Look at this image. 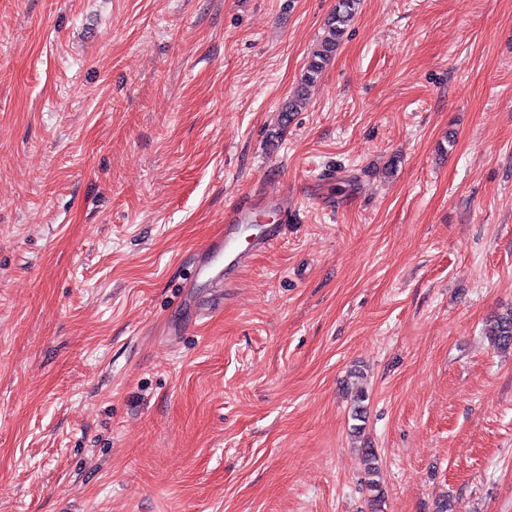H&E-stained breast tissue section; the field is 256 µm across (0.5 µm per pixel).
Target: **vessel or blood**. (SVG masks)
Here are the masks:
<instances>
[{"label":"vessel or blood","instance_id":"1","mask_svg":"<svg viewBox=\"0 0 512 512\" xmlns=\"http://www.w3.org/2000/svg\"><path fill=\"white\" fill-rule=\"evenodd\" d=\"M262 210L273 213L274 221L259 225L258 233H250L251 224L256 223ZM290 215L288 198L284 195L259 200L239 199L224 216L223 235L198 250L193 263V281L214 289L226 287L234 275L250 265L254 256L280 240Z\"/></svg>","mask_w":512,"mask_h":512}]
</instances>
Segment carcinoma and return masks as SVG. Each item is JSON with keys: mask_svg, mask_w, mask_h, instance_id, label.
<instances>
[{"mask_svg": "<svg viewBox=\"0 0 512 512\" xmlns=\"http://www.w3.org/2000/svg\"><path fill=\"white\" fill-rule=\"evenodd\" d=\"M358 5L359 0H337L334 15L331 18V22L327 25L319 44L310 56L306 70L302 75L299 89L282 105L281 126H286L288 120L308 104L319 75L330 62L333 53L336 52L340 45L345 29L356 14ZM487 334L491 337L494 346L497 348H512V311L495 316L488 324ZM365 400L366 395L364 392L360 391L356 394L352 411V419L357 421V424L352 427L355 434H359L363 430L361 422L365 420L366 415ZM361 454L366 464L364 481L370 490L374 492L372 502L377 507L384 498V493L378 480V455L373 448H363L361 449Z\"/></svg>", "mask_w": 512, "mask_h": 512, "instance_id": "cac0c4a2", "label": "carcinoma"}]
</instances>
